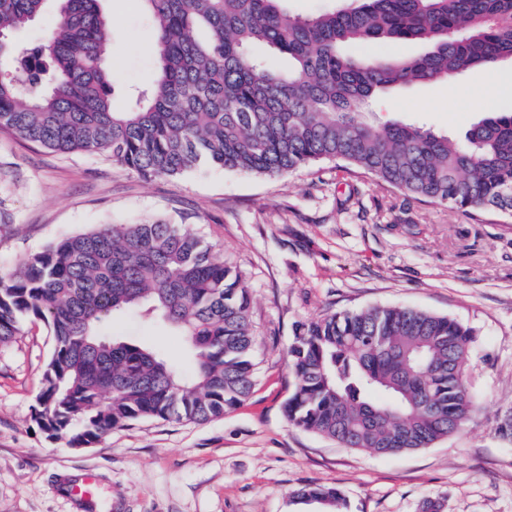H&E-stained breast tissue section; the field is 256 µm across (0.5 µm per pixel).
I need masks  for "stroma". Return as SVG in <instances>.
<instances>
[{
  "mask_svg": "<svg viewBox=\"0 0 512 512\" xmlns=\"http://www.w3.org/2000/svg\"><path fill=\"white\" fill-rule=\"evenodd\" d=\"M112 17V96L150 87L158 63L141 0H103ZM402 87L373 103L378 120L416 121L459 137L486 112H512V62ZM163 219L186 225L237 266L251 296L256 377L240 407L207 422L143 419L92 447L51 440L32 420L52 352L45 324L28 319L0 345V512H321L292 494L337 488L347 512H512V442L496 432L512 407V218L472 215L417 199L323 162L276 177L199 169L147 181L86 152L58 153L0 131V270L64 237L103 224ZM373 306H407L470 327L477 408L433 446L380 455L339 446L292 425L288 348L296 323ZM181 359L179 339L141 312L112 322ZM94 505L69 487L86 472Z\"/></svg>",
  "mask_w": 512,
  "mask_h": 512,
  "instance_id": "stroma-1",
  "label": "stroma"
}]
</instances>
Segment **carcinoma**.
Masks as SVG:
<instances>
[{
    "label": "carcinoma",
    "instance_id": "1",
    "mask_svg": "<svg viewBox=\"0 0 512 512\" xmlns=\"http://www.w3.org/2000/svg\"><path fill=\"white\" fill-rule=\"evenodd\" d=\"M50 0H0V130L54 151H89L145 180L202 167L273 177L338 161L385 185L470 214L512 215V113L490 112L462 139L368 117L399 86L512 61V0H359L295 16L282 0H143L160 76L124 112L112 107L100 0H56L44 43L12 36ZM418 41L383 59L350 47ZM263 45L288 67L272 69ZM140 309L174 330L191 374L103 322ZM251 298L236 269L178 224H109L66 237L0 274V343L44 321L53 353L33 421L51 439L88 448L140 418L205 422L253 387ZM472 330L427 310L375 306L295 327L288 349L296 427L344 448L397 454L428 448L476 409L468 384ZM341 512L339 490L294 492Z\"/></svg>",
    "mask_w": 512,
    "mask_h": 512
}]
</instances>
